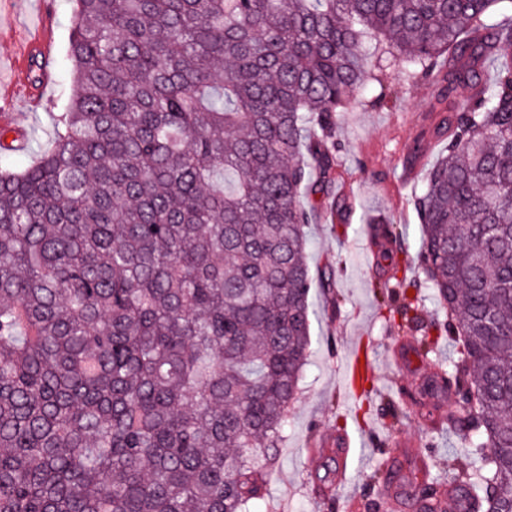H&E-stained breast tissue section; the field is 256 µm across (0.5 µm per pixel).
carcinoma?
<instances>
[{"mask_svg": "<svg viewBox=\"0 0 512 512\" xmlns=\"http://www.w3.org/2000/svg\"><path fill=\"white\" fill-rule=\"evenodd\" d=\"M52 145L0 169V512H252L311 347L306 226L375 57L440 86L413 207L465 410L427 512L512 506V0H75ZM20 132L0 127V152ZM379 260L398 272L400 233Z\"/></svg>", "mask_w": 512, "mask_h": 512, "instance_id": "1", "label": "carcinoma"}]
</instances>
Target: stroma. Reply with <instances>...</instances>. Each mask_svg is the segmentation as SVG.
I'll return each instance as SVG.
<instances>
[{
  "label": "stroma",
  "mask_w": 512,
  "mask_h": 512,
  "mask_svg": "<svg viewBox=\"0 0 512 512\" xmlns=\"http://www.w3.org/2000/svg\"><path fill=\"white\" fill-rule=\"evenodd\" d=\"M44 4L52 16L55 82L41 109L18 110L17 124L27 133V147L0 155L2 168L22 169L50 148L55 117L72 93L68 46L74 0H14L0 21V56L11 51L15 27ZM382 79V85L356 90L355 106L336 116V164L349 210L340 221L330 206H323L307 227L312 350L268 493L255 512H366L369 503L379 504V512H393L372 473L384 462L393 465L404 482H412L414 464L395 447L400 438L416 440L418 451L432 464L449 457L465 459L458 436L431 430L421 421L419 404L430 403L434 387L441 383L435 368L414 353L399 365L389 357L391 346L415 341L417 334L397 327L390 317L401 296L382 288L390 274L373 265L369 219L381 216L403 227L408 246L404 260L410 273H417L420 225L411 198L443 144L433 134L431 84L408 79L396 60L384 67ZM382 88L387 103L373 105L372 97ZM363 339L375 361V381L370 404L355 415L341 371L352 345ZM392 400L404 408L406 419H391ZM342 434L349 435L351 447L340 479L321 444Z\"/></svg>",
  "instance_id": "stroma-1"
}]
</instances>
